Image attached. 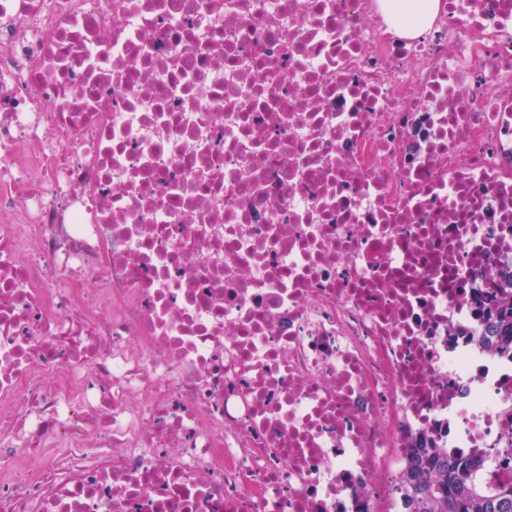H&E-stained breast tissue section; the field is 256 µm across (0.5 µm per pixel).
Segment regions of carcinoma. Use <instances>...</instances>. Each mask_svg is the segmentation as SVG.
<instances>
[{"label":"carcinoma","instance_id":"obj_1","mask_svg":"<svg viewBox=\"0 0 512 512\" xmlns=\"http://www.w3.org/2000/svg\"><path fill=\"white\" fill-rule=\"evenodd\" d=\"M498 332L488 347L512 352V277L495 309ZM473 458L448 455L425 443L409 449L398 480L405 512H512V484L486 488L472 476Z\"/></svg>","mask_w":512,"mask_h":512}]
</instances>
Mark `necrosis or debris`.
<instances>
[{"label":"necrosis or debris","mask_w":512,"mask_h":512,"mask_svg":"<svg viewBox=\"0 0 512 512\" xmlns=\"http://www.w3.org/2000/svg\"><path fill=\"white\" fill-rule=\"evenodd\" d=\"M510 267L512 0H0V512L510 482ZM440 0H382L384 15L406 33L430 24L439 9ZM510 288H499L495 318L498 332L496 339L487 342L489 348L500 352H512V272L509 278Z\"/></svg>","instance_id":"1"}]
</instances>
